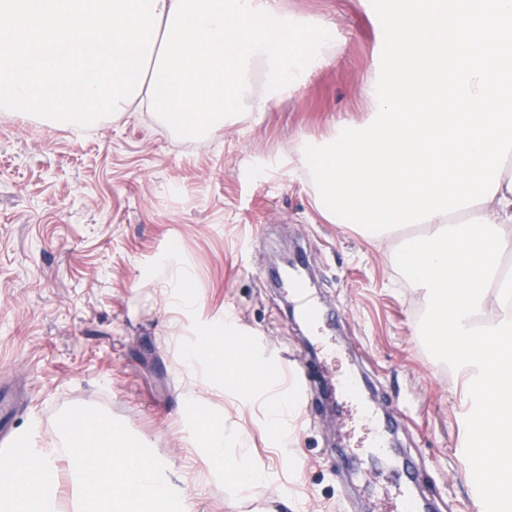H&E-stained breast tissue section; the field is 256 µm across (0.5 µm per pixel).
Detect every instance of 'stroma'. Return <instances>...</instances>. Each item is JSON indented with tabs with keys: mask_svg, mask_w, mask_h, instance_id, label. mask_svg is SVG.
Here are the masks:
<instances>
[{
	"mask_svg": "<svg viewBox=\"0 0 512 512\" xmlns=\"http://www.w3.org/2000/svg\"><path fill=\"white\" fill-rule=\"evenodd\" d=\"M331 26L336 52L269 112L180 142L130 112L85 137L0 113V385L20 393L11 437L58 441L63 408L96 406L167 467L184 512H371L387 484L354 407L334 379L370 378L365 401L398 423L439 512H473L466 439L470 396L417 335L426 302L395 264L417 225L369 243L323 219L292 146L368 118L364 88L380 64L370 0H286ZM302 255L330 314L324 335L289 316L270 275ZM193 283L181 297V277ZM233 315L225 328V315ZM323 366L307 388L311 421L269 427L275 370L236 374L250 357ZM224 430L214 468L207 425ZM245 463L259 490L229 472Z\"/></svg>",
	"mask_w": 512,
	"mask_h": 512,
	"instance_id": "obj_1",
	"label": "stroma"
}]
</instances>
